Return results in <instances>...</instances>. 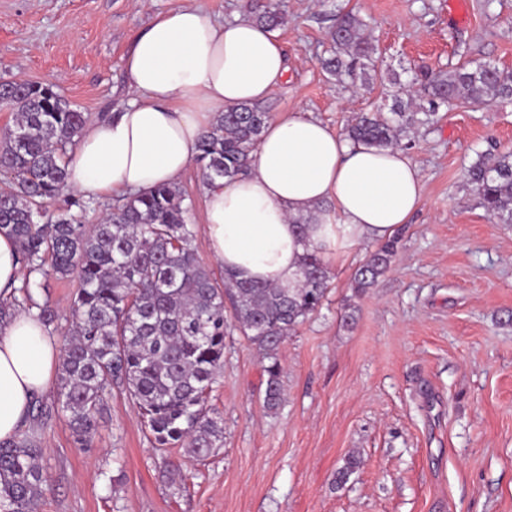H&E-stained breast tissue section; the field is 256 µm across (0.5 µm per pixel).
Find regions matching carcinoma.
<instances>
[{
	"label": "carcinoma",
	"mask_w": 512,
	"mask_h": 512,
	"mask_svg": "<svg viewBox=\"0 0 512 512\" xmlns=\"http://www.w3.org/2000/svg\"><path fill=\"white\" fill-rule=\"evenodd\" d=\"M249 16L272 30L284 24L273 0H249ZM359 16L336 9L332 50L322 65L337 80L356 79L376 68L379 53ZM394 117L360 115L347 130L354 143L383 149L400 144V133L420 122L419 111L471 102H511L512 72L472 62L429 75L405 90ZM427 106H420L416 101ZM14 113L0 133V231L17 242L27 270L17 295L0 302V328L19 310H37L46 327L59 316L33 301L32 286L75 277L80 287L73 325L62 336L53 406L66 417L76 441L92 443L98 418L112 391L138 407L158 448H181L192 459L223 446V417L208 405L224 367V311L268 364L263 402H282L280 346L318 310L330 275L321 248L307 249L292 288L238 281L223 284L197 257L191 208L176 186L116 200L98 224L82 216L91 203L67 195L68 147L89 120L53 88L41 83L0 82V109ZM267 112L241 105L217 114L201 136L197 160L212 183L244 172L266 123ZM480 203L498 224H512V152L480 157L468 171ZM64 205H57V201ZM396 255V240L381 243L353 275L355 288L374 286ZM45 448L35 430L0 444V512H40L47 482Z\"/></svg>",
	"instance_id": "obj_1"
}]
</instances>
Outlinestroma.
<instances>
[{
  "label": "stroma",
  "instance_id": "1",
  "mask_svg": "<svg viewBox=\"0 0 512 512\" xmlns=\"http://www.w3.org/2000/svg\"><path fill=\"white\" fill-rule=\"evenodd\" d=\"M279 3L289 71L262 104L273 118L299 112L340 134L359 113H390L391 77L464 61L512 71V0H466L461 20L449 0H334L369 23L380 53L352 87L318 62L331 6ZM242 4L0 0V81L52 85L95 121L127 102L125 57L158 14L189 6L224 20ZM402 141L422 170L421 207L366 292L351 275L374 243L326 257L321 307L279 349V410L263 407L261 357L228 321L209 396L223 447L202 461L159 450L132 400L113 392L90 447L64 416L42 427V512H512V225L490 218L467 176L479 155L512 150V103L439 110ZM178 186L192 202L193 247L221 272L201 219L200 165ZM353 454L359 469L336 484Z\"/></svg>",
  "mask_w": 512,
  "mask_h": 512
}]
</instances>
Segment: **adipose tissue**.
Masks as SVG:
<instances>
[{"label": "adipose tissue", "mask_w": 512, "mask_h": 512, "mask_svg": "<svg viewBox=\"0 0 512 512\" xmlns=\"http://www.w3.org/2000/svg\"><path fill=\"white\" fill-rule=\"evenodd\" d=\"M130 97L79 137L69 188L126 197L176 183L217 113L260 104L285 82L278 36L247 15L217 21L193 7L160 14L126 57ZM422 170L402 148L357 145L298 113L269 120L247 173L205 186L202 221L214 258L236 279L294 286L309 219L324 254L382 241L421 206ZM59 345L33 315L0 328V442L25 427L55 376Z\"/></svg>", "instance_id": "ef3b65f1"}]
</instances>
